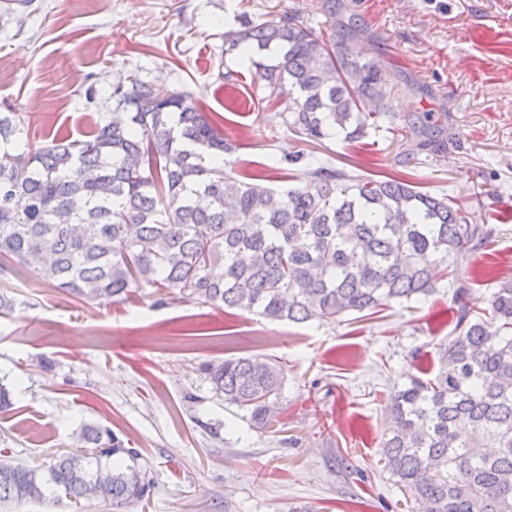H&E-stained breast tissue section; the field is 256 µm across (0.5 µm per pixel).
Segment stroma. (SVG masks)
Returning <instances> with one entry per match:
<instances>
[{
	"instance_id": "stroma-1",
	"label": "stroma",
	"mask_w": 512,
	"mask_h": 512,
	"mask_svg": "<svg viewBox=\"0 0 512 512\" xmlns=\"http://www.w3.org/2000/svg\"><path fill=\"white\" fill-rule=\"evenodd\" d=\"M368 33L361 56L393 60L398 119L447 113L457 146L421 149L394 129L347 145L326 140L321 156L373 174L405 170L419 190L466 200L491 243L458 260L472 276L467 300L486 307L512 279V0H340ZM35 11L0 10V112L25 113L36 139L81 138L107 103L88 85L140 78L195 92L225 138L239 143L232 167L262 168L300 145L254 107L255 67L224 52L241 15L299 14L325 27L324 0H35ZM238 73L227 88L220 65ZM15 309L0 316V454L49 466L80 456L87 424L110 427L138 448L155 488L129 512H421L388 479L380 460L389 393L431 368L454 334L457 305L441 288L370 320L274 322L227 313L196 299H161L140 288L126 303L84 306L35 272L0 277ZM266 355L282 365L281 422L264 431L226 407L203 365ZM51 369H43V361Z\"/></svg>"
}]
</instances>
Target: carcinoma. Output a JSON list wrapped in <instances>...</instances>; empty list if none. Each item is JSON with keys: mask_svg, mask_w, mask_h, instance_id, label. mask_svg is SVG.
I'll use <instances>...</instances> for the list:
<instances>
[{"mask_svg": "<svg viewBox=\"0 0 512 512\" xmlns=\"http://www.w3.org/2000/svg\"><path fill=\"white\" fill-rule=\"evenodd\" d=\"M361 33L336 21L317 33L295 14L244 20L224 54L251 61L272 120L304 148L306 178L280 189L269 173L224 170L240 145L224 138L195 93L133 78L112 86V111L82 139L34 143L22 112H0V276L34 268L79 304L123 302L135 288L188 296L271 321L336 323L455 289V333L437 344V372L390 394L381 455L393 485L423 512H512V281L488 307L464 302L457 260L493 230L467 207L423 193L408 176H364L317 157L323 140L355 144L394 127L387 64L353 50ZM260 60H254V57ZM407 132L432 151L426 112ZM224 404L266 430L283 414L285 376L250 355L209 364ZM90 453L43 469L0 461V505L90 500L113 512L149 499L153 478L107 426L87 424Z\"/></svg>", "mask_w": 512, "mask_h": 512, "instance_id": "obj_1", "label": "carcinoma"}]
</instances>
